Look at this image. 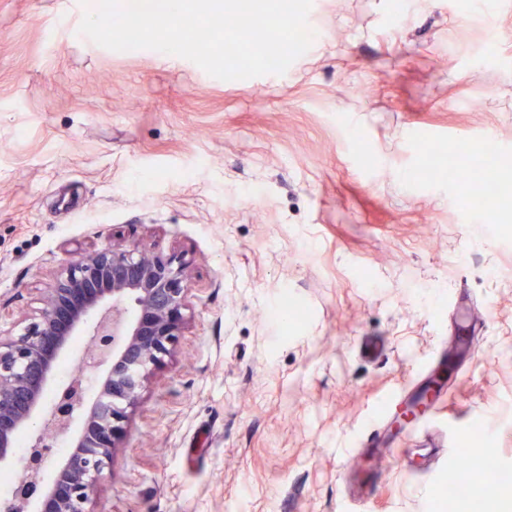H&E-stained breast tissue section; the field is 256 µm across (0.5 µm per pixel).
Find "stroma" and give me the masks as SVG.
<instances>
[{"mask_svg":"<svg viewBox=\"0 0 512 512\" xmlns=\"http://www.w3.org/2000/svg\"><path fill=\"white\" fill-rule=\"evenodd\" d=\"M83 13L0 0V336L78 253L191 263L89 512H444L475 429L512 471V0H313L310 49L233 81L103 48ZM487 136L501 191L466 211ZM448 363L446 409L361 447Z\"/></svg>","mask_w":512,"mask_h":512,"instance_id":"obj_1","label":"stroma"}]
</instances>
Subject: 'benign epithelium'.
<instances>
[{"mask_svg":"<svg viewBox=\"0 0 512 512\" xmlns=\"http://www.w3.org/2000/svg\"><path fill=\"white\" fill-rule=\"evenodd\" d=\"M189 261L132 243L89 250L61 264L37 317L0 338V464L29 436L25 466L3 512H88L96 481L118 447L147 375L170 356L185 325ZM89 338L82 363L103 369L90 398L80 378L47 397L60 358ZM70 438L60 461L47 439Z\"/></svg>","mask_w":512,"mask_h":512,"instance_id":"7a95c632","label":"benign epithelium"}]
</instances>
